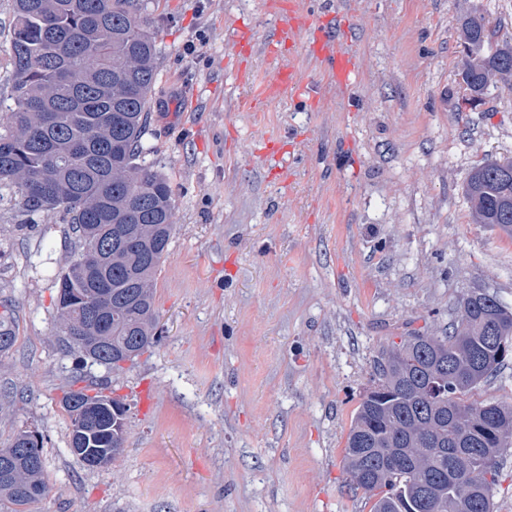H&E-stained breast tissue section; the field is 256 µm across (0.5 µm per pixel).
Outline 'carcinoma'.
I'll return each mask as SVG.
<instances>
[{"mask_svg": "<svg viewBox=\"0 0 512 512\" xmlns=\"http://www.w3.org/2000/svg\"><path fill=\"white\" fill-rule=\"evenodd\" d=\"M5 49L12 106L0 122V186L16 188L28 212L71 215L79 253L58 282L60 328L69 344L81 325L103 336L96 363L118 369L157 342L154 283L175 226L168 179L142 159V138L157 80L155 40L140 0H14ZM461 76L469 101H483L493 81L512 84V42L493 40L489 19L461 22ZM465 192L479 224L512 238V160L483 161ZM466 296L443 336L411 332L382 353L375 380L351 420L343 449L349 482L370 512H493L498 462L512 446V402L473 399L505 365L512 312L496 296ZM0 354L17 336L0 306ZM103 403L102 417L85 406ZM70 446L123 450L124 405L100 386L61 399ZM0 508L33 512L50 483L43 444L20 430L0 446Z\"/></svg>", "mask_w": 512, "mask_h": 512, "instance_id": "cac0c4a2", "label": "carcinoma"}]
</instances>
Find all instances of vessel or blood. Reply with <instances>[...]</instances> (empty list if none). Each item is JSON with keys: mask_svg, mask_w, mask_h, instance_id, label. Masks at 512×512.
<instances>
[{"mask_svg": "<svg viewBox=\"0 0 512 512\" xmlns=\"http://www.w3.org/2000/svg\"><path fill=\"white\" fill-rule=\"evenodd\" d=\"M308 23L310 22L296 14L286 15L266 47L267 55L276 58L283 51H291L301 46V32ZM312 23H315L318 32L314 41L305 46L307 52L322 64L328 77L337 84H347L358 70V58L351 46L348 29L337 28L336 13L332 10L315 18ZM288 89L301 94L306 87L297 80L292 70L283 69L266 80L263 95L274 98Z\"/></svg>", "mask_w": 512, "mask_h": 512, "instance_id": "1", "label": "vessel or blood"}]
</instances>
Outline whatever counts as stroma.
<instances>
[{
  "label": "stroma",
  "mask_w": 512,
  "mask_h": 512,
  "mask_svg": "<svg viewBox=\"0 0 512 512\" xmlns=\"http://www.w3.org/2000/svg\"><path fill=\"white\" fill-rule=\"evenodd\" d=\"M158 77L143 138L177 223L155 280L160 339L122 369L85 362L60 333L55 275L70 217L0 199V303L18 340L0 356V445L44 436L53 495L38 512H369L343 448L374 362L401 336L444 335L468 293L512 309V239L477 223L471 168L512 155V88L465 103L461 17L512 40V0H294L332 6L359 71L342 90L303 49L268 58L277 0H145ZM264 80L292 68L307 94L264 102L229 63L234 24ZM283 140L285 178L254 148ZM108 380L127 406L121 455L69 451L61 397Z\"/></svg>",
  "instance_id": "1"
}]
</instances>
